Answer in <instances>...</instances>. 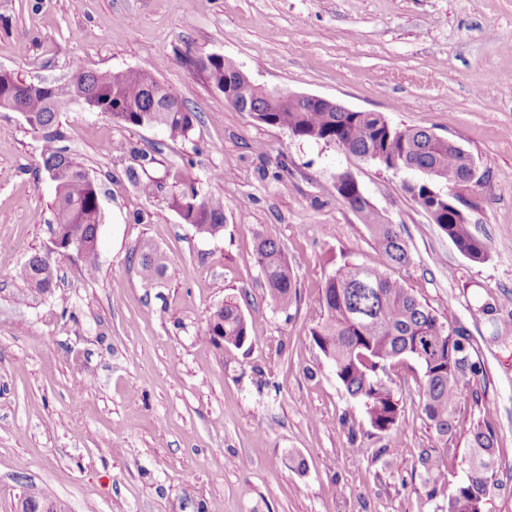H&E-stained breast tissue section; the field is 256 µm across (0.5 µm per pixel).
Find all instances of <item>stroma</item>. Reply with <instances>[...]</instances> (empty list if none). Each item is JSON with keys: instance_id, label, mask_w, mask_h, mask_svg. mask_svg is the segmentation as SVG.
I'll return each instance as SVG.
<instances>
[{"instance_id": "1", "label": "stroma", "mask_w": 512, "mask_h": 512, "mask_svg": "<svg viewBox=\"0 0 512 512\" xmlns=\"http://www.w3.org/2000/svg\"><path fill=\"white\" fill-rule=\"evenodd\" d=\"M212 54L268 88L455 140L485 177L461 194L488 259L461 255L413 200L406 186L422 173L236 110L193 64ZM77 63L157 67L198 120L182 141L67 107L70 148L101 186L99 269L90 279L58 260L46 299L15 271L51 245L54 188L40 136L0 110V512L46 492L67 512H440L467 475L463 426L484 418L497 439L485 512H512V331L493 339L482 311L512 312V0H0V69L58 82ZM136 150L166 186L195 181L223 197V233L197 235L164 194L134 187ZM342 173L401 228L411 262L393 277L469 330L483 373L444 440L421 411L419 365L389 371L402 406L391 437L370 427L313 341L337 262L381 261L336 198ZM261 236L288 253L298 289L288 312L266 292ZM146 243L167 266L156 285L136 270ZM231 296L259 339L228 350L204 331ZM426 452L443 479L424 471Z\"/></svg>"}]
</instances>
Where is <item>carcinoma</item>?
I'll return each instance as SVG.
<instances>
[{
	"label": "carcinoma",
	"instance_id": "1",
	"mask_svg": "<svg viewBox=\"0 0 512 512\" xmlns=\"http://www.w3.org/2000/svg\"><path fill=\"white\" fill-rule=\"evenodd\" d=\"M201 73L216 89L231 85L240 99L261 102L260 92L222 63H212ZM72 77L88 99V110H105L119 124L161 128L173 139L190 140L197 113L158 79L156 68L103 74L76 65ZM277 94L282 100L280 111L261 113L263 121L286 128L301 140L338 146L388 168L397 165L425 173L429 180L418 185L415 201L430 210L463 256L476 263L488 259L487 243L473 233L451 197L437 194L433 187L435 181L455 186L470 179L467 156L457 147L421 129L393 127L379 112H301L290 103V92L279 90ZM68 104L64 96L30 89L23 100L26 123L43 141L41 167L54 185L53 238L81 237L84 248L79 260L86 275L93 277L98 270L102 220L97 205L99 187L87 178L88 170L66 146L76 137V130L60 121V112ZM137 158L143 171L153 163L145 154ZM138 170L128 169V177L142 193L162 191V182L144 180ZM335 190L336 199L347 203L368 227L381 254V265L345 262L335 269L321 296L325 318L312 331V338L348 395L362 402L370 427L389 436L396 431L401 410L388 382V369L402 359L415 361L423 370L422 410L441 439L457 427L463 389L482 374L469 331L460 323L440 321L403 281L391 276L392 268L410 261L399 226L382 219L354 183L341 181ZM168 206L200 236L224 231V200L192 183L171 191ZM256 254L272 303L288 311L297 301V284L285 248L271 237H261ZM165 271L157 250L144 246L138 261L142 280L155 282ZM16 278L39 294L52 293L51 254L30 256L16 271ZM482 311L498 331L512 325V313L503 316L491 304L484 305ZM206 336L213 343L222 340L228 349H240L257 339L240 305L228 297L210 312ZM466 432L471 450L465 460L468 473L448 492L446 512H484L489 486L495 482L493 429L488 422L477 421L470 423Z\"/></svg>",
	"mask_w": 512,
	"mask_h": 512
}]
</instances>
